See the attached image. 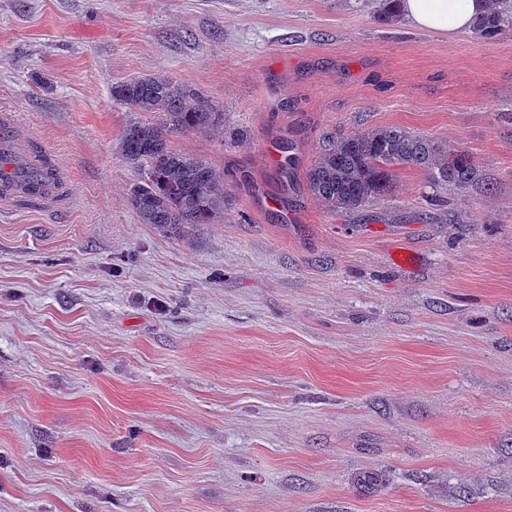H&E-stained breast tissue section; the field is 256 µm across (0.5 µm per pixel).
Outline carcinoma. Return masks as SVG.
<instances>
[{
	"label": "carcinoma",
	"mask_w": 512,
	"mask_h": 512,
	"mask_svg": "<svg viewBox=\"0 0 512 512\" xmlns=\"http://www.w3.org/2000/svg\"><path fill=\"white\" fill-rule=\"evenodd\" d=\"M400 0H382L377 21L399 16ZM512 32V0H495L472 26L476 38ZM112 97L135 117L123 132V159L143 171L129 203L143 224L192 245L193 227L215 224L230 208L224 174L211 163L176 150L177 134L213 135L224 131V113L197 91L167 75L137 78L112 88ZM423 170L435 188H465L477 179V166L466 151L419 136L400 126L376 127L327 137L306 172L309 191L326 207L355 211L394 193L395 167ZM24 198L34 201L37 188L55 182L49 160L26 174Z\"/></svg>",
	"instance_id": "cac0c4a2"
}]
</instances>
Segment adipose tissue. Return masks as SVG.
Instances as JSON below:
<instances>
[{
  "label": "adipose tissue",
  "instance_id": "adipose-tissue-1",
  "mask_svg": "<svg viewBox=\"0 0 512 512\" xmlns=\"http://www.w3.org/2000/svg\"><path fill=\"white\" fill-rule=\"evenodd\" d=\"M491 0H401V11L415 26L448 33H462L485 13Z\"/></svg>",
  "mask_w": 512,
  "mask_h": 512
}]
</instances>
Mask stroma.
Listing matches in <instances>:
<instances>
[{
	"instance_id": "1",
	"label": "stroma",
	"mask_w": 512,
	"mask_h": 512,
	"mask_svg": "<svg viewBox=\"0 0 512 512\" xmlns=\"http://www.w3.org/2000/svg\"><path fill=\"white\" fill-rule=\"evenodd\" d=\"M376 8L0 0V112L70 174L0 201V512H512V32ZM160 73L224 111L173 139L233 197L189 245L129 204L112 88ZM377 126L479 180L325 207L324 133Z\"/></svg>"
}]
</instances>
